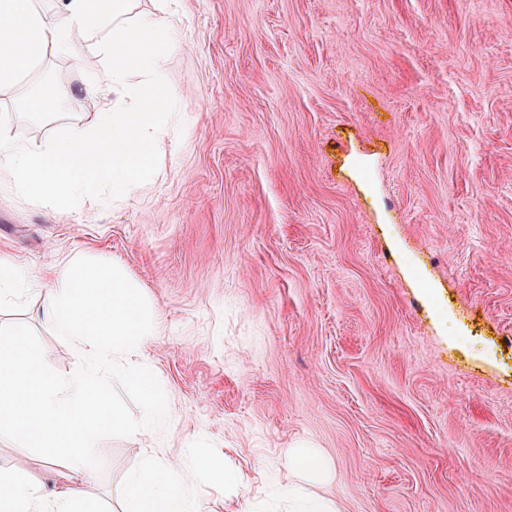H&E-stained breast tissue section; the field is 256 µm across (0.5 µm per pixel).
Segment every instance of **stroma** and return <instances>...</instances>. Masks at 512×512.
<instances>
[{
	"label": "stroma",
	"mask_w": 512,
	"mask_h": 512,
	"mask_svg": "<svg viewBox=\"0 0 512 512\" xmlns=\"http://www.w3.org/2000/svg\"><path fill=\"white\" fill-rule=\"evenodd\" d=\"M179 2L185 118L139 188L96 209L0 189L19 277L118 265L159 324L145 363L174 414L101 436L96 512L147 454L193 447L243 475L187 484L194 512H289L297 445L327 467L304 494L339 512H512V0ZM98 42L56 61L65 111L0 102L12 137L91 116ZM44 299L28 285L0 324L67 375ZM67 463L0 434V469L44 495Z\"/></svg>",
	"instance_id": "1"
}]
</instances>
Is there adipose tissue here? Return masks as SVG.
I'll return each instance as SVG.
<instances>
[{
    "instance_id": "adipose-tissue-1",
    "label": "adipose tissue",
    "mask_w": 512,
    "mask_h": 512,
    "mask_svg": "<svg viewBox=\"0 0 512 512\" xmlns=\"http://www.w3.org/2000/svg\"><path fill=\"white\" fill-rule=\"evenodd\" d=\"M62 2L60 16L52 20L36 0H0V95L35 115L65 110L66 96H29L22 84L46 61L66 56L71 33L78 30L104 36L110 64L91 87L103 100L86 122L37 144L18 141L0 127V188L30 200L77 198L94 209L101 200L93 185L123 193L139 187L177 122L176 106L164 90V66L178 42V11L176 0H158L154 11L139 14L134 0ZM133 73L142 77L134 86ZM33 277L50 282L44 316L73 342L83 367L67 377L45 373L26 326L0 325V430L30 448L76 449L78 459L60 473L50 498L38 484L0 472V512H89L83 485L101 457L100 434L137 433L155 416L173 414L143 362L157 326L151 308L117 267L67 258ZM114 360L139 384L146 399L143 417H127L111 405L100 371ZM198 477L241 482L235 471L201 454L185 463L152 456L130 478L121 512H187L182 488Z\"/></svg>"
}]
</instances>
